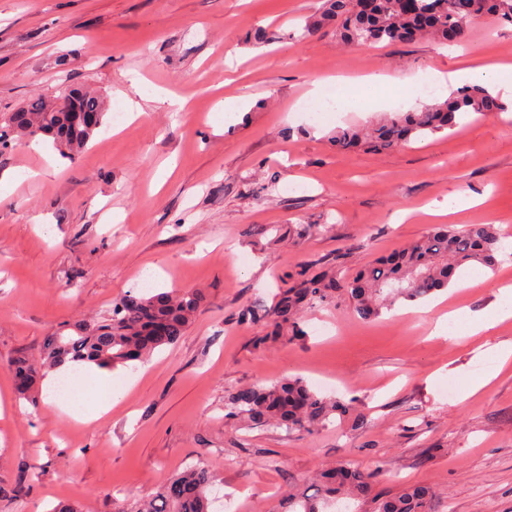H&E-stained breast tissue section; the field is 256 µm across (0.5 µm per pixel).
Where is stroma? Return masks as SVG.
Listing matches in <instances>:
<instances>
[{
    "instance_id": "obj_1",
    "label": "stroma",
    "mask_w": 512,
    "mask_h": 512,
    "mask_svg": "<svg viewBox=\"0 0 512 512\" xmlns=\"http://www.w3.org/2000/svg\"><path fill=\"white\" fill-rule=\"evenodd\" d=\"M323 0H0V114L74 86L110 113L76 159L50 144L0 151V512H126L191 465L214 493H247L248 512H283L288 490L341 460L376 472L375 492L421 483L440 512H512V362L467 399L461 389L512 345V320L474 339L434 335L401 308L358 318L344 293L307 309L302 335L271 338L244 310L332 265L341 280L436 224L512 232V122L491 112L408 146L337 153L339 128L377 112L310 119L304 96L329 75L374 71L399 81L512 59V23L471 24L460 45L426 38L358 47L327 27L305 34ZM184 99L177 114L169 96ZM243 101L236 121L215 110ZM132 106L138 118L116 124ZM466 191L481 203L441 214ZM202 290L186 334L147 362L112 370L122 395L99 420L20 398L9 367L46 336L95 322L144 282ZM512 284V248L495 269L455 276L444 309H494ZM299 377L363 422L314 432L259 430L228 418L243 386Z\"/></svg>"
}]
</instances>
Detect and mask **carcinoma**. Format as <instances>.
Instances as JSON below:
<instances>
[{"mask_svg":"<svg viewBox=\"0 0 512 512\" xmlns=\"http://www.w3.org/2000/svg\"><path fill=\"white\" fill-rule=\"evenodd\" d=\"M322 21L336 36L352 45L410 44L422 37L455 43L467 26L491 18L512 22V0H326ZM505 111V104L484 87L465 85L442 101L417 110L388 112L370 129L349 126L332 137L340 151L362 148L378 154L452 129L470 116ZM106 114L103 99L81 87L53 98L37 97L0 116V146L51 141L63 158L73 159L92 141ZM503 250L502 235L492 224L462 228L438 225L423 237L387 257L365 263L351 281L340 283L331 268L289 288L263 311L247 309L244 321L264 319L269 337L283 331L301 334L304 309L330 304L335 293H347L355 315L365 321L380 318L399 301L419 302L448 288L464 266L494 268ZM206 296L195 289L170 292L131 291L112 305L108 316L91 325L67 324L48 335L43 357L20 354L9 367L20 397L33 393L46 369L66 362L95 363L112 368L148 360L163 347L176 344L204 306ZM230 414L249 428H285L313 431L353 408L338 398L322 396L297 377L243 387L226 396ZM214 482L206 466H195L169 477L159 489L143 497L133 512H212L208 491ZM375 475L343 462L317 473L312 491L288 492L285 512H333L342 498L373 499L374 512H438V495L424 484H410L395 494H373Z\"/></svg>","mask_w":512,"mask_h":512,"instance_id":"obj_1","label":"carcinoma"}]
</instances>
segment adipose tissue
Returning a JSON list of instances; mask_svg holds the SVG:
<instances>
[{
	"label": "adipose tissue",
	"instance_id": "1",
	"mask_svg": "<svg viewBox=\"0 0 512 512\" xmlns=\"http://www.w3.org/2000/svg\"><path fill=\"white\" fill-rule=\"evenodd\" d=\"M392 83V78L382 72H372L355 80L332 78L325 83L317 82L307 93L306 107L312 112H365L373 107H388L392 104L388 95ZM511 318L512 288L505 286L500 290V303L493 312L454 310L438 318L435 331L441 335L446 333L449 324L459 323L463 325L465 335L476 337Z\"/></svg>",
	"mask_w": 512,
	"mask_h": 512
}]
</instances>
